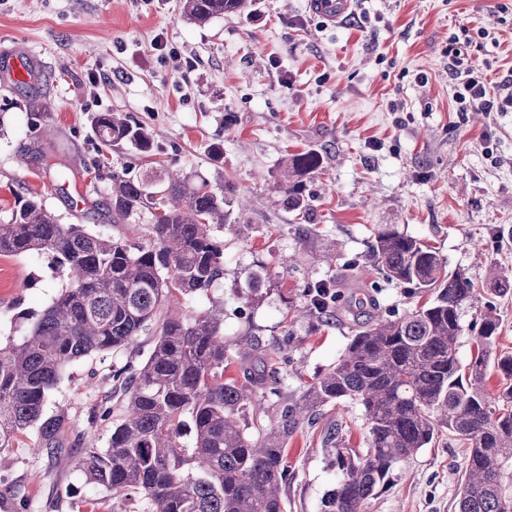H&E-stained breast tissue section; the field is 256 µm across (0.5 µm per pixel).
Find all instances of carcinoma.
Wrapping results in <instances>:
<instances>
[{"label": "carcinoma", "mask_w": 512, "mask_h": 512, "mask_svg": "<svg viewBox=\"0 0 512 512\" xmlns=\"http://www.w3.org/2000/svg\"><path fill=\"white\" fill-rule=\"evenodd\" d=\"M251 0H182L184 18L204 25L218 15L243 14ZM100 148L127 146L150 157L155 135L120 112L91 118ZM324 168L308 149L286 158L276 188L289 209L310 210L307 181ZM112 222L142 213L147 240L106 237L82 224H62L41 195L18 196L0 223V256L49 253L64 283L18 339L0 345V470L4 453L33 428L31 450L63 453L68 415L46 412L50 393L67 370L92 356H116L142 332L155 331L138 366L112 364V389L126 395L125 409L104 449L89 447L77 462L85 483L112 491L118 507L138 497L143 512H286L281 487L288 479V437L321 409L352 401L364 411L369 448L361 455L341 447L343 423L325 438L337 485L323 512H364L396 464L436 442L457 438L468 463L459 512H512V385L496 396L485 388L489 368L512 379V354L496 352L500 327L493 309L481 314L477 353L461 366L459 310L473 297L466 274L446 268L435 248L386 224L367 241L374 267L389 282L433 294L401 316L378 315L355 329L338 363L317 378L277 424L258 436L240 425V409L261 391L276 392L279 369L259 357L246 382L224 380V310L188 312L183 303L224 275V249L213 229L229 223L235 185L192 181L170 161L139 176L109 175ZM346 262L336 280L309 288L307 314L323 318L355 280ZM192 435L191 446L182 443Z\"/></svg>", "instance_id": "1"}]
</instances>
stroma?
Masks as SVG:
<instances>
[{"label": "stroma", "mask_w": 512, "mask_h": 512, "mask_svg": "<svg viewBox=\"0 0 512 512\" xmlns=\"http://www.w3.org/2000/svg\"><path fill=\"white\" fill-rule=\"evenodd\" d=\"M352 12L360 23L337 25L308 0H253L247 14L199 26L182 16L179 0H0V37L10 48L0 61V221L27 188L61 223L143 236L147 215L116 224L106 212L110 181L95 160L134 173L143 160L129 148L100 156L90 125L99 112L154 130L160 159L185 174L235 184L231 223L213 233L224 276L191 309L224 311L225 379L242 380L252 367L239 355L247 342L271 357L288 352L278 391L242 414L251 434L275 425L336 365L352 324L427 300L370 266L367 239L381 224L436 248L474 281L476 294L460 309L461 364L489 305L499 316L497 349L512 353V291L496 296L486 285L492 266L512 278V110L457 111L446 54L465 31L468 60L491 84L512 74V0H355ZM20 67L30 80L13 79ZM33 101L48 113L50 133L35 124ZM306 149L323 155L324 171L307 184L313 216L304 221L281 203L275 174L288 154ZM239 224L246 235H237ZM330 255L357 262V287L341 289L329 318L298 316L309 286L335 277ZM375 280L374 308L363 286ZM61 285L50 254L0 257V340L20 336L18 312H40ZM112 364L94 356L68 371L48 407L66 411L69 448L51 462L21 438L0 471V512H13V489L28 496L29 512H110L111 492L85 485L75 464L87 446L105 448L112 432L108 422L87 425L91 408L112 398ZM339 418L349 425L347 447L366 451L356 403L300 426L286 450L287 512H321L336 485L323 438ZM465 468L462 444L442 436L398 464L365 512H457Z\"/></svg>", "instance_id": "obj_1"}]
</instances>
